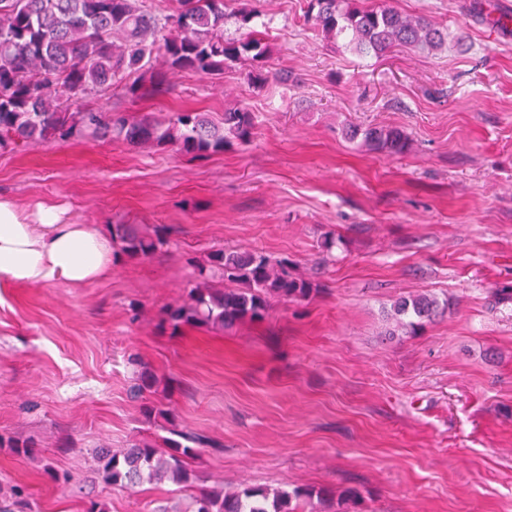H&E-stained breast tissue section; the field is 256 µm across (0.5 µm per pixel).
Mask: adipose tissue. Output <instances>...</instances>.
I'll return each mask as SVG.
<instances>
[{"instance_id":"adipose-tissue-1","label":"adipose tissue","mask_w":512,"mask_h":512,"mask_svg":"<svg viewBox=\"0 0 512 512\" xmlns=\"http://www.w3.org/2000/svg\"><path fill=\"white\" fill-rule=\"evenodd\" d=\"M112 239L89 224H63L52 210L38 223L0 201V277L24 285H78L109 270Z\"/></svg>"}]
</instances>
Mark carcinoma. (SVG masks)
<instances>
[{
	"instance_id": "carcinoma-1",
	"label": "carcinoma",
	"mask_w": 512,
	"mask_h": 512,
	"mask_svg": "<svg viewBox=\"0 0 512 512\" xmlns=\"http://www.w3.org/2000/svg\"><path fill=\"white\" fill-rule=\"evenodd\" d=\"M154 0H0V145H31L51 137L69 139L113 136L133 146L173 145L203 156L221 151L231 138L246 141L254 126L243 108L224 111L213 120L205 112H176L164 118L102 112L85 105L111 88L147 93L166 92L161 69L221 75L227 63L251 53H267L265 32L254 30L238 44L224 41V0H170L166 11ZM307 18L329 38H344L360 55L380 57L395 45L436 50L448 41V30L424 17L410 19L388 6L360 7L357 0H308ZM139 83L127 84L131 75ZM369 149L397 156L409 148L399 128L353 130ZM165 230L142 234L134 224L112 225L116 253L148 258L166 244ZM202 281L186 298L167 306L164 320L175 328L224 330L264 316L269 300L305 299L312 282L293 276L288 262L259 250L218 249L198 265ZM231 287L224 288L222 283ZM440 304L431 294L397 299L391 317L397 327L414 333L433 319ZM171 434L196 444L183 446L166 438L168 454L151 444L114 452L98 448L96 472L107 483L132 488L167 478L187 488L193 471L186 460L208 444L203 437L176 429ZM324 490L250 487L202 491L189 496L186 512H315ZM0 512H31L29 493L11 488Z\"/></svg>"
}]
</instances>
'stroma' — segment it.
<instances>
[{
    "mask_svg": "<svg viewBox=\"0 0 512 512\" xmlns=\"http://www.w3.org/2000/svg\"><path fill=\"white\" fill-rule=\"evenodd\" d=\"M472 2L360 0L449 33L439 50L376 58L318 32L307 0H224L225 39L267 23V57L100 104L216 120L242 107L248 141L198 158L91 137L0 147V199L29 217L53 207L69 224L170 238L78 286L0 278V435L32 443L0 447V494L26 485L33 512H182L170 480L127 489L93 474L95 449L159 443L150 400L210 440L188 462L200 489L332 490L317 512L348 489L367 512H512V303L493 296L512 287V27L491 24L512 0H482L480 15ZM368 126L400 128L410 150L387 157L347 135ZM218 248L287 260L317 290L224 331L172 328L164 307ZM422 293L448 309L419 335L395 330L393 302ZM144 369L157 380L145 400Z\"/></svg>",
    "mask_w": 512,
    "mask_h": 512,
    "instance_id": "obj_1",
    "label": "stroma"
}]
</instances>
